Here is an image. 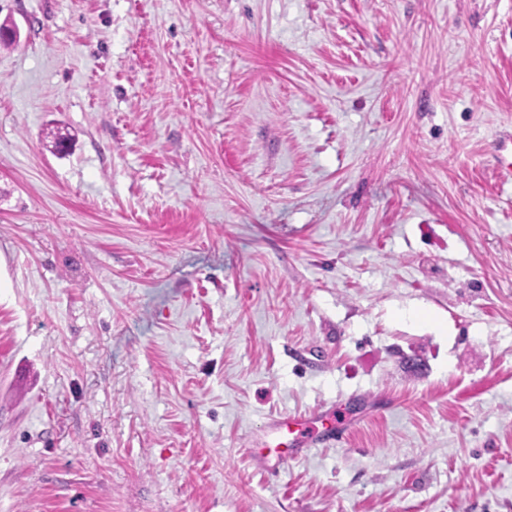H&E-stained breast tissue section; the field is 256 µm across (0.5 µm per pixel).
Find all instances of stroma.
I'll use <instances>...</instances> for the list:
<instances>
[{
  "instance_id": "1",
  "label": "stroma",
  "mask_w": 512,
  "mask_h": 512,
  "mask_svg": "<svg viewBox=\"0 0 512 512\" xmlns=\"http://www.w3.org/2000/svg\"><path fill=\"white\" fill-rule=\"evenodd\" d=\"M7 20L0 512H512V0ZM498 151V178L503 184H512V133H508L499 141ZM508 152L511 154L510 160ZM325 421L328 422V425H325ZM333 421V418L326 416L325 418L318 417L317 421L299 422L286 415L275 421L270 429L275 431V434L286 433L288 435V433L294 434L301 431L310 423L321 422L322 429H317L311 440L316 439L317 443L321 444L339 445L345 441L352 426L348 423H333Z\"/></svg>"
}]
</instances>
